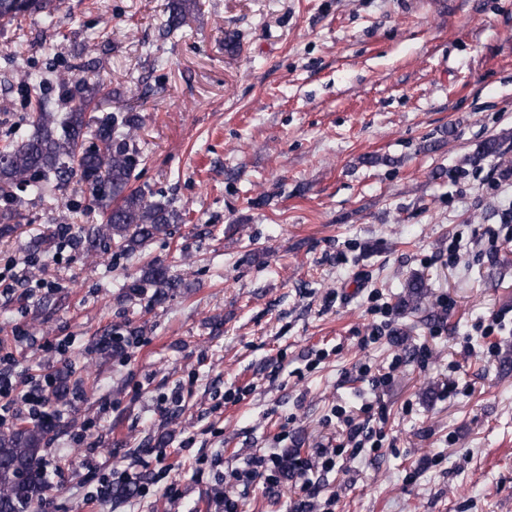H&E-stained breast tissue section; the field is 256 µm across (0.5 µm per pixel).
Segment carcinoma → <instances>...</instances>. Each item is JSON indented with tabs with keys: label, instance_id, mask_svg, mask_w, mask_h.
I'll use <instances>...</instances> for the list:
<instances>
[{
	"label": "carcinoma",
	"instance_id": "1",
	"mask_svg": "<svg viewBox=\"0 0 512 512\" xmlns=\"http://www.w3.org/2000/svg\"><path fill=\"white\" fill-rule=\"evenodd\" d=\"M197 7L196 0H173L165 19L164 32L181 31ZM54 16L53 0H0V26H21L26 18ZM47 78L28 73L27 89L35 94L36 110L29 115L33 133H19L0 147V237L14 233L17 210L12 208L11 189L23 185L33 197L42 198L77 176L90 193L91 205L101 214V224L81 231L77 243L88 252L110 243L122 254H133L146 242L168 233L180 224L183 214L172 203L150 200L130 183L144 161L136 133L142 127L137 112H89L98 93V83L84 76L64 82L59 89L62 111L51 109L40 94ZM181 279L159 261L149 263L127 284L130 294H150L152 305H161ZM57 429L56 421L19 424L0 429V512H26L41 502L47 480L41 467L44 446Z\"/></svg>",
	"mask_w": 512,
	"mask_h": 512
}]
</instances>
